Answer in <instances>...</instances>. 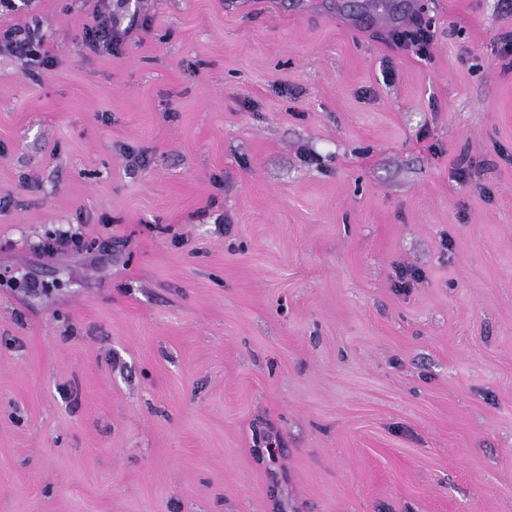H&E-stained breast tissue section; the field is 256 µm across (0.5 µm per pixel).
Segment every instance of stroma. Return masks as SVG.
Masks as SVG:
<instances>
[{
	"instance_id": "35a3bbf8",
	"label": "stroma",
	"mask_w": 512,
	"mask_h": 512,
	"mask_svg": "<svg viewBox=\"0 0 512 512\" xmlns=\"http://www.w3.org/2000/svg\"><path fill=\"white\" fill-rule=\"evenodd\" d=\"M126 10L0 53V512H512V10ZM89 8V23L83 27V42L92 52L118 51L126 37L139 21V15L133 14L123 29L120 27L124 16L112 11V0H85ZM393 40L406 51H412L421 60L430 56V48L433 44V33L428 24L416 20L409 28L396 30L392 33ZM36 250L47 258H54L64 253L81 254L86 252L87 248L81 235L57 228L48 233V236L36 246Z\"/></svg>"
}]
</instances>
